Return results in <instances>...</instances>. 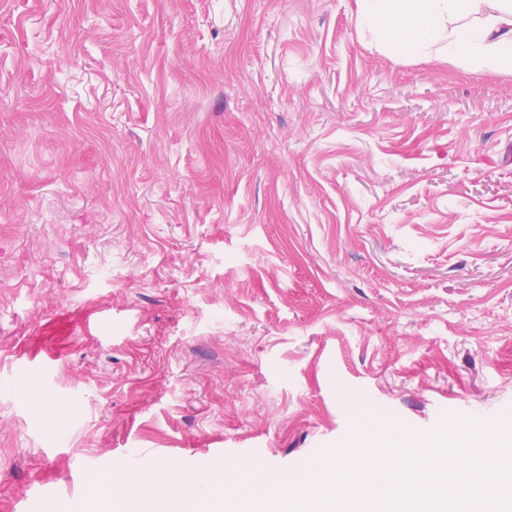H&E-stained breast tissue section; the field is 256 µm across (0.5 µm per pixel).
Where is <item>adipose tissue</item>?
I'll list each match as a JSON object with an SVG mask.
<instances>
[{
  "label": "adipose tissue",
  "mask_w": 512,
  "mask_h": 512,
  "mask_svg": "<svg viewBox=\"0 0 512 512\" xmlns=\"http://www.w3.org/2000/svg\"><path fill=\"white\" fill-rule=\"evenodd\" d=\"M357 20L402 55L512 67V0H358ZM198 482V473L163 464L139 473L130 488L108 469L89 485L87 500L114 506L135 488L175 491Z\"/></svg>",
  "instance_id": "1"
}]
</instances>
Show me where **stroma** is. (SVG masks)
<instances>
[{"mask_svg": "<svg viewBox=\"0 0 512 512\" xmlns=\"http://www.w3.org/2000/svg\"><path fill=\"white\" fill-rule=\"evenodd\" d=\"M356 16L0 0V512L512 422V69ZM199 474L193 471L178 470L169 465H157L151 470L138 474L136 490L140 492L144 488L170 489L175 496H178V489L184 496H193L199 482ZM195 485V486H193ZM102 471L95 481L88 486L87 498L85 502L77 509L83 510L86 504L95 503L100 501H107L109 503V510L112 511L117 503L127 498L132 489L126 487V481L117 479L114 474V469Z\"/></svg>", "mask_w": 512, "mask_h": 512, "instance_id": "stroma-1", "label": "stroma"}]
</instances>
